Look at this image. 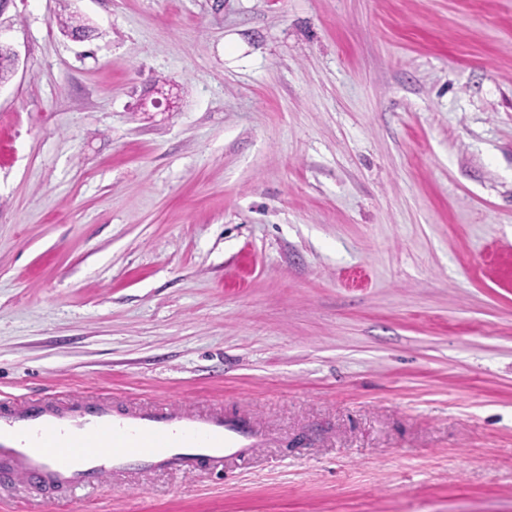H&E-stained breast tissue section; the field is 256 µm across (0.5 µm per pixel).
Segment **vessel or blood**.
<instances>
[{
	"label": "vessel or blood",
	"instance_id": "b4317fda",
	"mask_svg": "<svg viewBox=\"0 0 512 512\" xmlns=\"http://www.w3.org/2000/svg\"><path fill=\"white\" fill-rule=\"evenodd\" d=\"M257 441L245 423L202 412L141 408L81 397L0 414V475L49 489H79L140 468L182 471L246 457Z\"/></svg>",
	"mask_w": 512,
	"mask_h": 512
}]
</instances>
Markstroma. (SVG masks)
<instances>
[{"label": "stroma", "instance_id": "1", "mask_svg": "<svg viewBox=\"0 0 512 512\" xmlns=\"http://www.w3.org/2000/svg\"><path fill=\"white\" fill-rule=\"evenodd\" d=\"M0 29V405L263 433L0 512H512V0H11Z\"/></svg>", "mask_w": 512, "mask_h": 512}]
</instances>
